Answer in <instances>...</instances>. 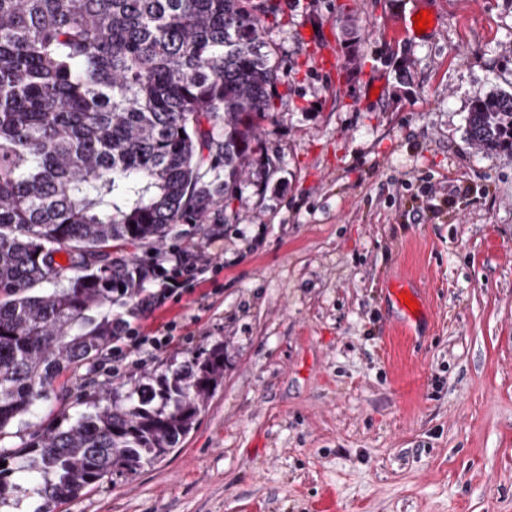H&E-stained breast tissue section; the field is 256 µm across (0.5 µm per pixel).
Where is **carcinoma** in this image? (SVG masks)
<instances>
[{"label":"carcinoma","mask_w":512,"mask_h":512,"mask_svg":"<svg viewBox=\"0 0 512 512\" xmlns=\"http://www.w3.org/2000/svg\"><path fill=\"white\" fill-rule=\"evenodd\" d=\"M273 13L265 0H0V436L63 370H94L130 333L177 225L233 223L242 186L277 171L256 133L282 81ZM468 133L512 150V94L476 100ZM223 375L219 344L32 437L16 455L36 478L33 512L164 459ZM9 475L0 509L21 504Z\"/></svg>","instance_id":"1"}]
</instances>
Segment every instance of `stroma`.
Listing matches in <instances>:
<instances>
[{"label":"stroma","mask_w":512,"mask_h":512,"mask_svg":"<svg viewBox=\"0 0 512 512\" xmlns=\"http://www.w3.org/2000/svg\"><path fill=\"white\" fill-rule=\"evenodd\" d=\"M273 2L276 173L235 223L179 225L193 281L0 448L220 342L224 376L174 451L57 512H512V150L467 132L476 99L512 93V0ZM415 4L420 37L396 30Z\"/></svg>","instance_id":"stroma-1"}]
</instances>
